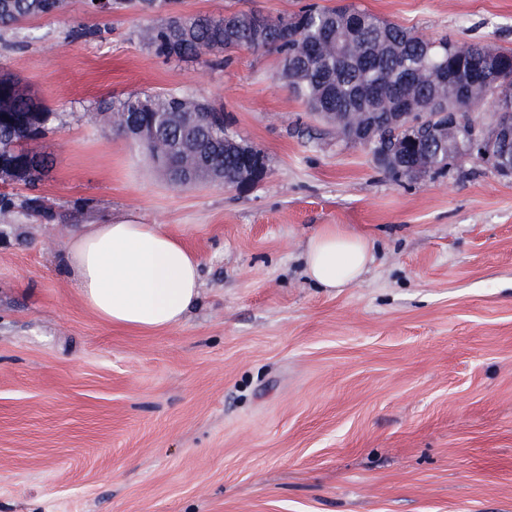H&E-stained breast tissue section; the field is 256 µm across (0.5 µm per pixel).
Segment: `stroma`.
I'll use <instances>...</instances> for the list:
<instances>
[{
	"label": "stroma",
	"instance_id": "stroma-1",
	"mask_svg": "<svg viewBox=\"0 0 512 512\" xmlns=\"http://www.w3.org/2000/svg\"><path fill=\"white\" fill-rule=\"evenodd\" d=\"M345 1L512 48V0H320ZM299 2L178 8L276 17ZM139 24L73 0L0 31V71L57 114L48 175L0 207V512H512V177L464 155L393 178L291 96L275 52L168 61ZM167 90L223 111L266 178L173 186L89 111ZM130 216L202 262L197 306L151 334L102 323L60 262L82 225ZM323 224L372 242L361 282L305 276Z\"/></svg>",
	"mask_w": 512,
	"mask_h": 512
}]
</instances>
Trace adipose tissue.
<instances>
[{
  "label": "adipose tissue",
  "instance_id": "1",
  "mask_svg": "<svg viewBox=\"0 0 512 512\" xmlns=\"http://www.w3.org/2000/svg\"><path fill=\"white\" fill-rule=\"evenodd\" d=\"M372 260L370 241L339 224L318 228L304 251L306 276L328 289L358 282ZM63 265L85 307L110 326L168 329L200 297L199 256L160 225L133 218L83 225Z\"/></svg>",
  "mask_w": 512,
  "mask_h": 512
}]
</instances>
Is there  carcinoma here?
Returning <instances> with one entry per match:
<instances>
[{
    "label": "carcinoma",
    "instance_id": "cac0c4a2",
    "mask_svg": "<svg viewBox=\"0 0 512 512\" xmlns=\"http://www.w3.org/2000/svg\"><path fill=\"white\" fill-rule=\"evenodd\" d=\"M72 0H0V29H12L23 21L51 13H65ZM100 15L110 16L121 10L150 14L146 0H108L105 4L87 3ZM352 11L362 16L357 37L344 25V14ZM143 46L166 60L185 61L203 56L231 59V52L243 48L268 49L280 58V74L287 81L293 96L308 111L320 118L328 112L359 108L373 113L374 141L364 144L371 154L391 147L411 136L420 149L446 157V152L421 123L407 128L393 126L387 113L376 111L375 101L391 100L398 91L391 88L390 75L406 77L403 91L416 97L421 112H437V123L451 117L470 120L476 106L468 101H438L434 89L420 73L446 65L448 68L471 70L488 46L482 42L460 45L450 38L426 42L422 36L397 23L383 21L357 8L325 7L312 0L297 10L269 18L255 13L233 12L214 16L182 14L160 22L147 21L138 30ZM503 62L498 85L512 89V49L499 51ZM186 105L198 112H213L205 99L183 92H134L118 101L102 99L94 102L96 123L104 130L127 134L128 123L151 126L156 133L155 145L144 146L172 183L189 186L183 179L177 151L184 132L170 124L166 113ZM52 112L41 102L24 97L15 98L13 111L0 115V152L24 161L39 158L38 174L49 168V157L37 146L47 132ZM227 128L202 126L193 132L197 153L212 169L231 176L239 163L238 152H224ZM408 154L405 166L394 169L380 164L396 178L426 177L447 171H416ZM36 174V175H38ZM36 175L23 176L24 183H35Z\"/></svg>",
    "mask_w": 512,
    "mask_h": 512
}]
</instances>
